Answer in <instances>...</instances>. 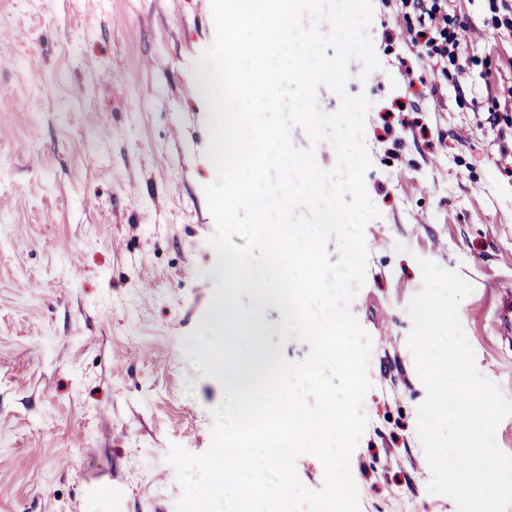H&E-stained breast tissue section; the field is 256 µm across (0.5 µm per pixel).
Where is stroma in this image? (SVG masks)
Masks as SVG:
<instances>
[{"label": "stroma", "mask_w": 512, "mask_h": 512, "mask_svg": "<svg viewBox=\"0 0 512 512\" xmlns=\"http://www.w3.org/2000/svg\"><path fill=\"white\" fill-rule=\"evenodd\" d=\"M511 16L448 0L457 61L433 66L403 34L416 13L373 0L379 66H347L379 211L349 303L370 341L359 512H457L417 430L420 260L472 285L460 323L512 400ZM214 35L212 0H0V512H175L171 445H211L224 389L188 355L217 284L208 114L184 89ZM400 102L431 139L382 137ZM281 320L265 308V345L302 361Z\"/></svg>", "instance_id": "obj_1"}]
</instances>
